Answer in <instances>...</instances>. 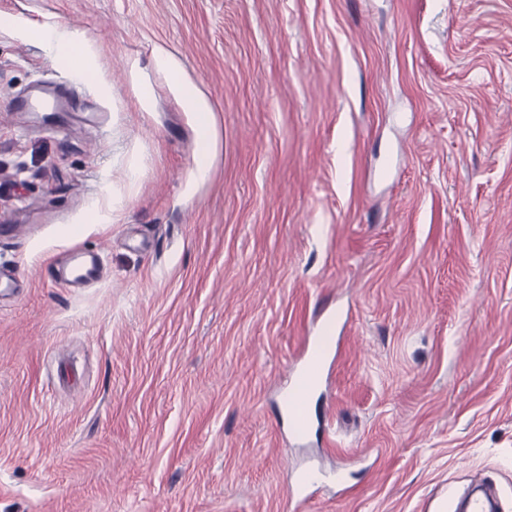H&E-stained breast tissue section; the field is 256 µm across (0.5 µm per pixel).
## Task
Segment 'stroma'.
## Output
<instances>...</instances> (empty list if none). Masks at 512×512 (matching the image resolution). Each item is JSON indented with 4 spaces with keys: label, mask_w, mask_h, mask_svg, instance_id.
<instances>
[{
    "label": "stroma",
    "mask_w": 512,
    "mask_h": 512,
    "mask_svg": "<svg viewBox=\"0 0 512 512\" xmlns=\"http://www.w3.org/2000/svg\"><path fill=\"white\" fill-rule=\"evenodd\" d=\"M0 270V512H512V0H0ZM31 36L46 44L55 59H62L73 62H86L87 49L84 47V41L78 32L60 30L57 27L35 28ZM158 65L168 70L181 101L189 106L192 112H196L199 140L195 177L198 180L205 181L209 178L211 173L209 151L213 127V109L211 105L200 96L198 89L192 82L180 77L172 60H160ZM75 263V264H74ZM68 268L64 278L75 283H96L102 278V267L94 257L79 256ZM325 364V357L309 352L308 345L286 395L289 423L293 434L299 439H305L310 433L306 409L312 398V390L323 374Z\"/></svg>",
    "instance_id": "stroma-1"
}]
</instances>
